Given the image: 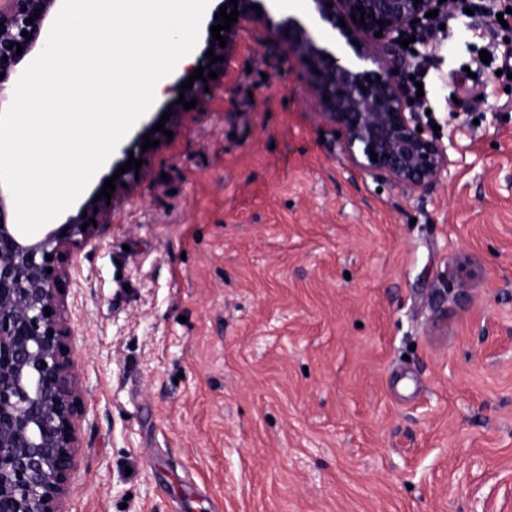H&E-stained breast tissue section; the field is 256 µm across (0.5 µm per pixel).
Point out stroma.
<instances>
[{"mask_svg": "<svg viewBox=\"0 0 512 512\" xmlns=\"http://www.w3.org/2000/svg\"><path fill=\"white\" fill-rule=\"evenodd\" d=\"M473 2L392 58L451 161L418 191L341 154L261 23L172 139L128 130L141 175L71 269L67 512H512V92L462 77L512 35Z\"/></svg>", "mask_w": 512, "mask_h": 512, "instance_id": "stroma-1", "label": "stroma"}]
</instances>
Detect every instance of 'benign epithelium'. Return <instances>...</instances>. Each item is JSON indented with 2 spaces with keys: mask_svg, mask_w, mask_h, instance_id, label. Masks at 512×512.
<instances>
[{
  "mask_svg": "<svg viewBox=\"0 0 512 512\" xmlns=\"http://www.w3.org/2000/svg\"><path fill=\"white\" fill-rule=\"evenodd\" d=\"M61 0H0V104L8 101L30 61L44 48ZM322 23L367 67L345 65L331 48L319 44L290 17L278 22L251 6L261 0H220L227 11L238 10V21L220 31L227 45H211L210 18L200 66L209 71L230 65L238 31L247 22L272 27L309 71L311 92L325 121L341 135L340 152L375 181L416 191L448 171L447 148L417 131L418 113L410 111L407 85L389 59L377 53L395 49L400 40L421 28L425 14L438 10L450 15L458 0H311ZM365 8L360 13L357 7ZM365 17V23L352 17ZM33 22H27V19ZM344 19L346 26L339 25ZM385 24H379V21ZM28 32L24 37L21 32ZM382 32L377 37L375 33ZM22 46L9 48L10 43ZM225 60L211 63L209 49ZM8 60H3V57ZM205 82L190 89L169 87L170 128L181 116L179 97L206 95ZM378 155L371 160L370 152ZM135 180L130 169L115 180L112 198L86 197L76 214L37 237L21 235L13 222L14 201L0 184V512H65L68 486L75 468L80 433L87 416L84 388L74 360L75 346L66 309L73 259L98 236L112 211L129 196ZM96 223H91L90 219ZM87 228H82V225ZM52 259H46V256ZM52 272H47V269ZM50 315H45V308Z\"/></svg>",
  "mask_w": 512,
  "mask_h": 512,
  "instance_id": "7a95c632",
  "label": "benign epithelium"
}]
</instances>
